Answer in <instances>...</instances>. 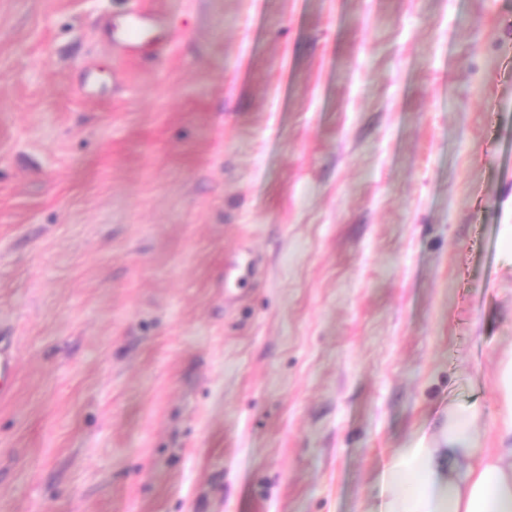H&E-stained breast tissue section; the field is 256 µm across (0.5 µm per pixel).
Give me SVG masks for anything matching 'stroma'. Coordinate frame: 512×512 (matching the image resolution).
Segmentation results:
<instances>
[{"label":"stroma","mask_w":512,"mask_h":512,"mask_svg":"<svg viewBox=\"0 0 512 512\" xmlns=\"http://www.w3.org/2000/svg\"><path fill=\"white\" fill-rule=\"evenodd\" d=\"M511 237L512 0H0V512H363ZM147 28L148 16L144 11L136 9L128 15L124 43L130 51H136L144 46Z\"/></svg>","instance_id":"1"}]
</instances>
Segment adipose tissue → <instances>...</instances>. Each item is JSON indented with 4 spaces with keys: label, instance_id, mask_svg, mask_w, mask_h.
Wrapping results in <instances>:
<instances>
[{
    "label": "adipose tissue",
    "instance_id": "ef3b65f1",
    "mask_svg": "<svg viewBox=\"0 0 512 512\" xmlns=\"http://www.w3.org/2000/svg\"><path fill=\"white\" fill-rule=\"evenodd\" d=\"M483 417L478 405L449 409L434 444L399 449L366 512H512V447H484Z\"/></svg>",
    "mask_w": 512,
    "mask_h": 512
}]
</instances>
